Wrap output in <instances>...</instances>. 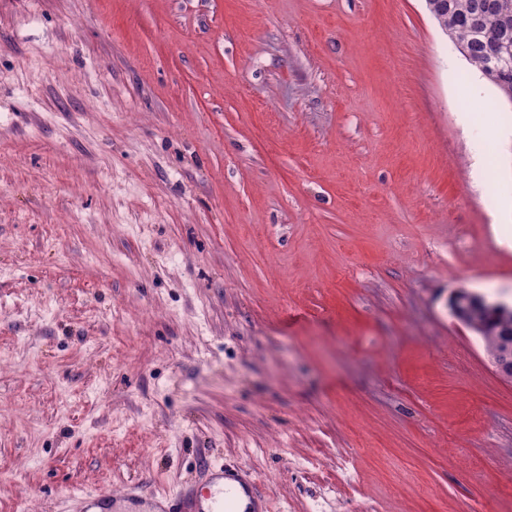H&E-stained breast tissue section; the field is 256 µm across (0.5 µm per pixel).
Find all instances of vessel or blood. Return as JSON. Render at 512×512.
Returning <instances> with one entry per match:
<instances>
[{"mask_svg":"<svg viewBox=\"0 0 512 512\" xmlns=\"http://www.w3.org/2000/svg\"><path fill=\"white\" fill-rule=\"evenodd\" d=\"M125 501L127 512H273V502L253 472L231 465L207 470L199 486L163 499L133 489Z\"/></svg>","mask_w":512,"mask_h":512,"instance_id":"b4317fda","label":"vessel or blood"}]
</instances>
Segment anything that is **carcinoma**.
<instances>
[{
  "label": "carcinoma",
  "mask_w": 512,
  "mask_h": 512,
  "mask_svg": "<svg viewBox=\"0 0 512 512\" xmlns=\"http://www.w3.org/2000/svg\"><path fill=\"white\" fill-rule=\"evenodd\" d=\"M439 26L463 56L512 102V66L495 67L487 41L512 48V0H426ZM467 328L479 338L487 360L496 364L512 357V308L490 310L467 299L460 308Z\"/></svg>",
  "instance_id": "1"
}]
</instances>
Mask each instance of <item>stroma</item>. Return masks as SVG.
<instances>
[{"label": "stroma", "instance_id": "obj_1", "mask_svg": "<svg viewBox=\"0 0 512 512\" xmlns=\"http://www.w3.org/2000/svg\"><path fill=\"white\" fill-rule=\"evenodd\" d=\"M467 114L512 129L425 0H0V512L228 462L275 512H512L450 310L512 305V143Z\"/></svg>", "mask_w": 512, "mask_h": 512}]
</instances>
